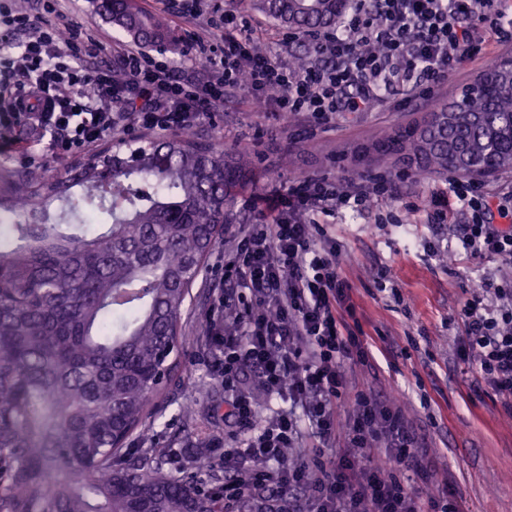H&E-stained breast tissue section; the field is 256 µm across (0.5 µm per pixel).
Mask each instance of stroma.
Wrapping results in <instances>:
<instances>
[{
  "mask_svg": "<svg viewBox=\"0 0 512 512\" xmlns=\"http://www.w3.org/2000/svg\"><path fill=\"white\" fill-rule=\"evenodd\" d=\"M56 7L83 30L126 44V36L95 12L93 0H58ZM168 23L184 39L182 50L167 54L182 76L191 73L190 48L196 40L224 42L223 28L209 25L206 16L172 17ZM429 108L414 100L402 110L344 112L325 128L253 112L242 91L225 97L223 110L200 124L198 132L223 150L254 148L256 179L237 198L250 224L274 184L301 173L336 177L337 160L359 179L403 171V164L365 154L364 148L381 130L407 126ZM327 231L341 246L339 267L353 286L372 354L368 364L347 365L350 397L338 405V416L352 417V395L361 390L382 400L395 398L433 463L434 489L454 492L463 512H512V417L501 398L481 384L475 365L460 359L458 342V313L483 277L496 271V262L472 255L455 231L434 224L375 226L347 211ZM429 239L441 241L443 254L424 252ZM384 266L396 273L402 304L379 289L377 272ZM223 276L219 247L195 280L183 314L187 338L179 379L167 390L148 438L135 435L128 442L132 448L165 449L168 475L192 462H207L201 477L212 487L224 483V444L231 436L224 425V382L215 370L220 353L206 332L207 323L224 320Z\"/></svg>",
  "mask_w": 512,
  "mask_h": 512,
  "instance_id": "35a3bbf8",
  "label": "stroma"
}]
</instances>
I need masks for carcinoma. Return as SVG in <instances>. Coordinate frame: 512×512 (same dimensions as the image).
I'll use <instances>...</instances> for the list:
<instances>
[{
	"mask_svg": "<svg viewBox=\"0 0 512 512\" xmlns=\"http://www.w3.org/2000/svg\"><path fill=\"white\" fill-rule=\"evenodd\" d=\"M143 47H176L166 20L134 0H94ZM296 30L332 28L344 0H248ZM457 111L437 100L375 147L444 174L512 172V73L495 63ZM251 153L230 157L187 128L80 162L73 181L39 169L0 205V512H224L197 476L127 439L145 430L178 376L191 287L253 182ZM88 188L70 202L71 188ZM62 206L48 221L47 207Z\"/></svg>",
	"mask_w": 512,
	"mask_h": 512,
	"instance_id": "carcinoma-1",
	"label": "carcinoma"
}]
</instances>
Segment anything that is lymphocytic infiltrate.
I'll return each mask as SVG.
<instances>
[{
    "mask_svg": "<svg viewBox=\"0 0 512 512\" xmlns=\"http://www.w3.org/2000/svg\"><path fill=\"white\" fill-rule=\"evenodd\" d=\"M37 13L0 10V126L34 132L23 163L73 158L134 129L176 132L199 125L247 88L255 111L330 124L339 112L386 108L395 97L431 99L469 62L494 61L512 42V0H348L331 31L308 34L302 66L263 52L287 38L225 12L223 48L198 42L196 78L169 62L125 49L102 61L98 36L74 31L40 0ZM99 65H92V58ZM126 81L112 83L113 69ZM405 172L368 182L299 175L274 186L270 219L241 225L224 257V283L242 306L233 321L208 324L222 355L217 372L229 392L227 417L241 437L224 451L225 496H273L278 512H461L453 493L424 501L401 478L428 480L429 463L399 410L357 392L356 414L336 417L346 362L367 363L353 288L340 270L329 219L344 211L380 218L395 207L417 224L454 225L462 247L499 261L460 312L461 353L512 415V213L491 223L496 189L451 177L418 202L401 201ZM467 215L464 224L457 215ZM277 406L257 420L254 393Z\"/></svg>",
    "mask_w": 512,
    "mask_h": 512,
    "instance_id": "f902f5d3",
    "label": "lymphocytic infiltrate"
}]
</instances>
